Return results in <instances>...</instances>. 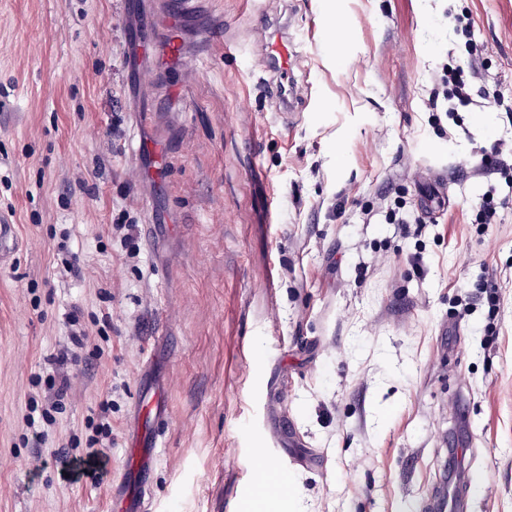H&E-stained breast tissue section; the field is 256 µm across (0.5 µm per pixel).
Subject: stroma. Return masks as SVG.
I'll use <instances>...</instances> for the list:
<instances>
[{
    "label": "stroma",
    "mask_w": 512,
    "mask_h": 512,
    "mask_svg": "<svg viewBox=\"0 0 512 512\" xmlns=\"http://www.w3.org/2000/svg\"><path fill=\"white\" fill-rule=\"evenodd\" d=\"M333 12L331 47L308 25ZM264 16L302 45L298 111L258 80ZM154 21L179 57L145 54ZM447 63L477 93L454 120ZM486 91L512 105V0H0V512H107L157 393L150 512H422L455 440L460 512H512V119ZM95 434L107 477L62 479ZM256 448L287 495L251 499ZM442 72L439 83L430 94L429 107L436 112L443 109L448 118L454 120L459 107L472 104L471 86L464 70L459 67L444 66Z\"/></svg>",
    "instance_id": "obj_1"
}]
</instances>
